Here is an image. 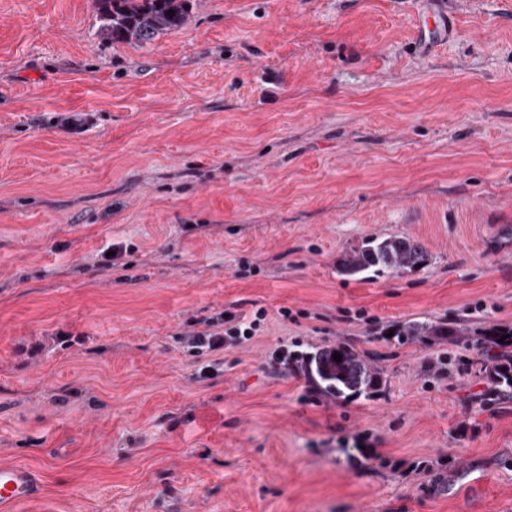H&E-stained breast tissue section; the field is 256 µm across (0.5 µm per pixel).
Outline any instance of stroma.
I'll list each match as a JSON object with an SVG mask.
<instances>
[{
	"label": "stroma",
	"instance_id": "obj_1",
	"mask_svg": "<svg viewBox=\"0 0 512 512\" xmlns=\"http://www.w3.org/2000/svg\"><path fill=\"white\" fill-rule=\"evenodd\" d=\"M423 2L194 0L137 46L96 0H0V465L42 478L11 512H512V401L482 398L512 327V0H437L429 51ZM395 235L427 261L341 272ZM260 308L224 352L182 339ZM412 320L461 334L392 336ZM340 343L370 397L278 357Z\"/></svg>",
	"mask_w": 512,
	"mask_h": 512
}]
</instances>
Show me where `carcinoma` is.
Listing matches in <instances>:
<instances>
[{"label": "carcinoma", "mask_w": 512, "mask_h": 512, "mask_svg": "<svg viewBox=\"0 0 512 512\" xmlns=\"http://www.w3.org/2000/svg\"><path fill=\"white\" fill-rule=\"evenodd\" d=\"M98 34L111 43L143 45L159 35L182 28L192 10V0H97ZM422 244L405 236L382 240L370 239L346 256L341 270L349 276L369 273H399L426 260ZM452 336L455 331L446 323L413 322L402 331L403 336ZM505 337L502 351L492 356L489 375L492 387L485 397L512 401V329L496 331ZM339 353L341 361L333 360ZM303 373L320 392L336 397L370 396L380 386L379 373L366 356L346 344L323 347L305 354Z\"/></svg>", "instance_id": "obj_1"}]
</instances>
